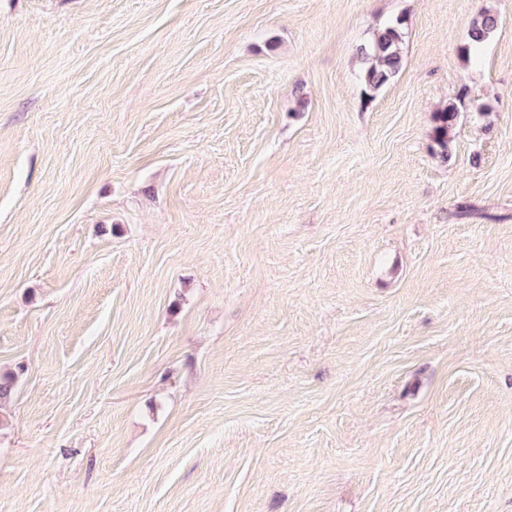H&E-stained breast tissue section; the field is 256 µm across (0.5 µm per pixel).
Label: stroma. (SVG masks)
<instances>
[{"label": "stroma", "instance_id": "35a3bbf8", "mask_svg": "<svg viewBox=\"0 0 512 512\" xmlns=\"http://www.w3.org/2000/svg\"><path fill=\"white\" fill-rule=\"evenodd\" d=\"M11 373L0 512H512V0H0ZM498 22L497 14L488 9H484L473 20L464 42L459 48L461 56L466 61L476 63L479 60L480 50L496 31ZM406 20L398 16L377 28L371 41L360 48V80L376 93L390 83L403 64ZM469 90L461 87L456 98L434 112L432 137L439 155L448 160L452 151L453 132L457 125L461 108L467 99Z\"/></svg>", "mask_w": 512, "mask_h": 512}]
</instances>
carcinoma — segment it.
I'll return each mask as SVG.
<instances>
[{"instance_id": "cac0c4a2", "label": "carcinoma", "mask_w": 512, "mask_h": 512, "mask_svg": "<svg viewBox=\"0 0 512 512\" xmlns=\"http://www.w3.org/2000/svg\"><path fill=\"white\" fill-rule=\"evenodd\" d=\"M405 27V18L398 16L377 28L371 41L360 48V80L366 91L378 92L400 71L403 64ZM497 27V14L488 9L483 10L467 31L459 48L461 56L467 61L477 62L480 50ZM468 94L467 87H462L454 100L434 112L432 137L439 155L445 160L451 155L453 132Z\"/></svg>"}]
</instances>
